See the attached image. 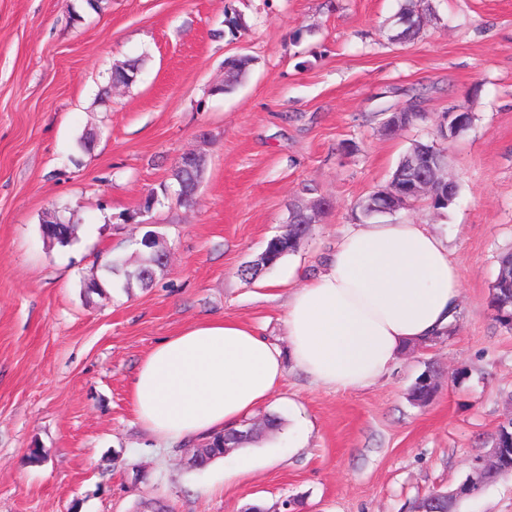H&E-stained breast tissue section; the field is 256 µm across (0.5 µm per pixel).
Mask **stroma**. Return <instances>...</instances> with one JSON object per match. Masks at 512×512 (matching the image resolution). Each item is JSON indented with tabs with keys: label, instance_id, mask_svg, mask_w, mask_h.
Masks as SVG:
<instances>
[{
	"label": "stroma",
	"instance_id": "35a3bbf8",
	"mask_svg": "<svg viewBox=\"0 0 512 512\" xmlns=\"http://www.w3.org/2000/svg\"><path fill=\"white\" fill-rule=\"evenodd\" d=\"M426 15L396 42L408 5ZM241 23L229 34L226 17ZM254 60L229 93L224 61ZM141 59L128 87L113 63ZM422 120L389 134L384 114ZM451 112L471 123L444 140ZM95 133L90 148L79 145ZM448 152L457 194L395 217L448 239L461 274L448 332L405 347L375 385L313 384L286 361L253 419L282 417L254 439L245 472L229 458L188 469L192 443L159 447L137 421L129 386L165 337L231 317L287 349L288 291L275 280L316 275L360 204L386 185L416 142ZM203 156L192 207L170 179L177 158ZM157 201L141 206L148 194ZM330 207L296 252L253 281L242 265L287 230L303 200ZM75 227L48 242L43 218ZM170 259L153 287L124 290L110 260L136 263L147 231ZM512 253V0H0V512H414L431 490L456 487L473 455L512 415V329L490 307ZM97 275L102 294L84 282ZM439 373L431 401L410 391ZM294 400L291 416L285 399ZM303 433V448L288 439ZM43 460H28L31 449ZM458 512H512V476Z\"/></svg>",
	"mask_w": 512,
	"mask_h": 512
}]
</instances>
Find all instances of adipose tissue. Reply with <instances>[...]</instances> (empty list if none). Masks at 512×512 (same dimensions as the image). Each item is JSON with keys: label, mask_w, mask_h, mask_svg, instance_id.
<instances>
[{"label": "adipose tissue", "mask_w": 512, "mask_h": 512, "mask_svg": "<svg viewBox=\"0 0 512 512\" xmlns=\"http://www.w3.org/2000/svg\"><path fill=\"white\" fill-rule=\"evenodd\" d=\"M460 288L446 239L427 225L348 229L324 269L288 298L289 353L233 318L197 323L142 358L130 385L134 413L160 442L206 439L239 427L267 401L288 358L317 385L369 386L404 347L446 332Z\"/></svg>", "instance_id": "adipose-tissue-1"}]
</instances>
